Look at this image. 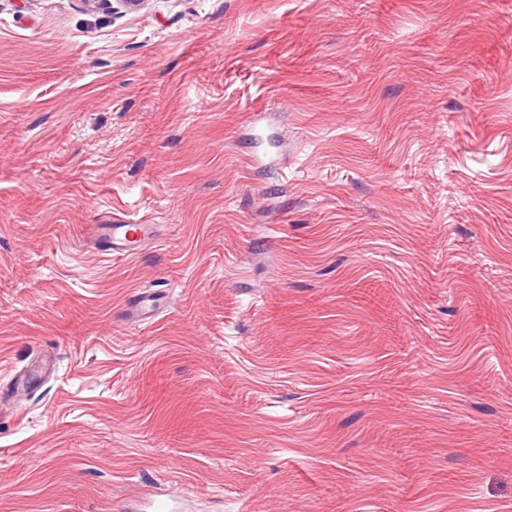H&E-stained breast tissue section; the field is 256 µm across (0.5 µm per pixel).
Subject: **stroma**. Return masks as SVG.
I'll return each instance as SVG.
<instances>
[{
  "instance_id": "stroma-1",
  "label": "stroma",
  "mask_w": 512,
  "mask_h": 512,
  "mask_svg": "<svg viewBox=\"0 0 512 512\" xmlns=\"http://www.w3.org/2000/svg\"><path fill=\"white\" fill-rule=\"evenodd\" d=\"M114 4L0 0V512H512V0ZM156 224L112 223L90 225L91 235L101 254L109 257H127L135 245H143L156 236Z\"/></svg>"
}]
</instances>
